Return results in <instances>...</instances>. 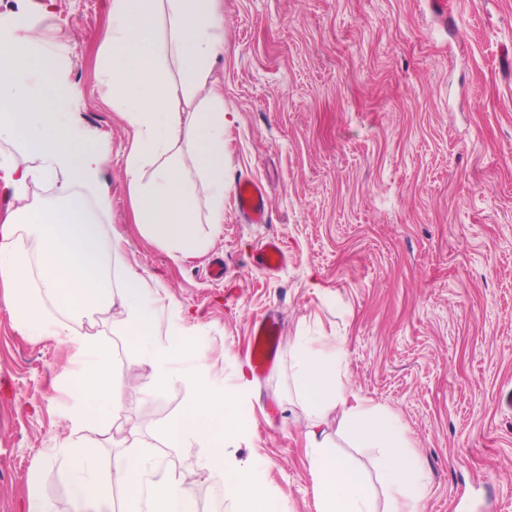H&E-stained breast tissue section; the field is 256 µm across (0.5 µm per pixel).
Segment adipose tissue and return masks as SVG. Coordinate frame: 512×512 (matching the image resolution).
Wrapping results in <instances>:
<instances>
[{"mask_svg":"<svg viewBox=\"0 0 512 512\" xmlns=\"http://www.w3.org/2000/svg\"><path fill=\"white\" fill-rule=\"evenodd\" d=\"M111 13L99 81L130 129L125 175L133 221L186 262L205 252L224 222L230 120L224 88L213 77L224 55L223 3L111 0ZM76 94L65 63L42 37L25 31L20 17H0V186L19 203L0 222V301L26 335L54 336L74 349L79 367L68 381L71 404L64 413L71 430L106 421L122 399L109 350L82 330L85 320L108 314L113 333L137 345L157 384L180 383L194 392L189 410L162 424L165 447L205 449L206 469L225 475V499L240 512H273L258 469L227 452L242 434L235 411L250 400L254 380L241 366L232 384H218L205 350L190 339L183 310L168 304L164 285L123 264L127 241L105 234L90 216L111 209L108 155L98 133L72 112ZM189 168L206 192V214L198 212ZM43 181L54 185L55 204L29 205L31 185ZM24 239L29 248H21ZM288 356L313 418L306 442L321 512H372L368 479L336 453L323 427L333 412L350 443L379 449L387 512H420L426 470L409 451L399 417L348 389L342 342L299 336ZM144 446L138 439L117 452L108 473L79 440L65 439L48 455L67 458L77 512H104L118 490L122 512H197L184 474Z\"/></svg>","mask_w":512,"mask_h":512,"instance_id":"1","label":"adipose tissue"}]
</instances>
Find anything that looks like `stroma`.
<instances>
[{
	"instance_id": "obj_1",
	"label": "stroma",
	"mask_w": 512,
	"mask_h": 512,
	"mask_svg": "<svg viewBox=\"0 0 512 512\" xmlns=\"http://www.w3.org/2000/svg\"><path fill=\"white\" fill-rule=\"evenodd\" d=\"M0 14L34 19L67 62L73 109L108 152L102 224L183 305L217 380L247 361L253 320L277 317V356L254 375L238 412L249 435L231 450L262 471L278 512H316L309 417L288 364L301 334L340 338L348 387L399 416L428 475L422 512H512V413L498 405L512 388V0H224L214 76L237 116L224 131V224L189 264L132 220L126 124L97 78L109 0H8ZM245 179L265 186L268 223L238 215ZM270 238L288 251L273 277L250 262ZM94 321L115 377L139 389L81 431L85 444L107 461L113 439H145L195 472L200 512H233L203 449L161 441L190 391L157 386L111 316ZM70 354L57 338L31 340L0 302V512H24L36 467L54 512H71L66 463L46 459L68 433Z\"/></svg>"
}]
</instances>
